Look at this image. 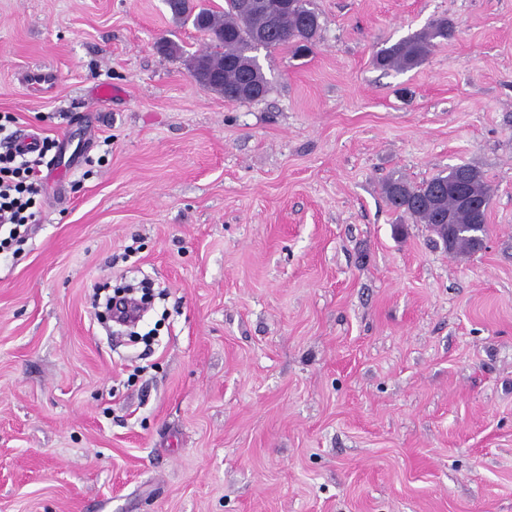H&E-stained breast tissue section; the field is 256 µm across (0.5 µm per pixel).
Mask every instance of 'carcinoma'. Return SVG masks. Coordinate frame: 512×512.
<instances>
[{
  "label": "carcinoma",
  "instance_id": "cac0c4a2",
  "mask_svg": "<svg viewBox=\"0 0 512 512\" xmlns=\"http://www.w3.org/2000/svg\"><path fill=\"white\" fill-rule=\"evenodd\" d=\"M264 7L251 13L240 9L241 0H224V9L202 8L198 15L206 18L208 48L196 57L209 69L224 74V82L212 83L208 89L224 94L244 80L249 81L256 94L244 98L250 102L266 95L268 79L257 55L256 42H263L264 49L279 46L305 47L319 29L318 14L309 8L310 0H300L293 9L282 13L276 7L278 0H263ZM454 27L448 20H440L423 31L380 49L375 64L383 69L404 70L421 63L430 51L432 40L448 38ZM467 190L490 204V188L483 174L469 165H459L448 174H437L419 186L401 178L390 179L384 185L388 203L407 214L412 220L433 225L448 222L458 225L459 234L451 244V252L460 256L476 252L473 235L486 223L487 209H462L457 204L460 192ZM439 197V210L428 206L433 195Z\"/></svg>",
  "mask_w": 512,
  "mask_h": 512
}]
</instances>
